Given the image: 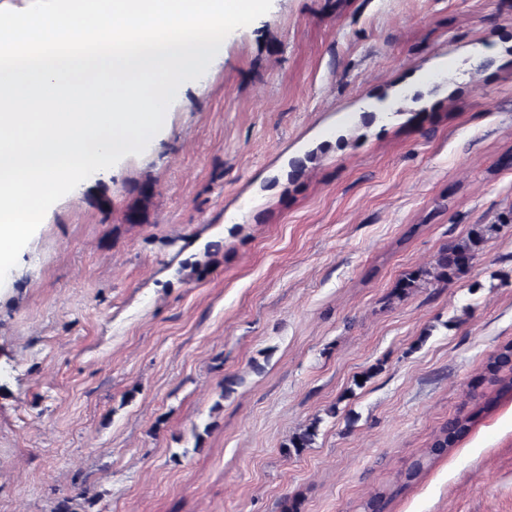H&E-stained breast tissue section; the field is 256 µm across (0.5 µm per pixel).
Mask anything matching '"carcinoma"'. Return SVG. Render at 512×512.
I'll use <instances>...</instances> for the list:
<instances>
[{"label": "carcinoma", "mask_w": 512, "mask_h": 512, "mask_svg": "<svg viewBox=\"0 0 512 512\" xmlns=\"http://www.w3.org/2000/svg\"><path fill=\"white\" fill-rule=\"evenodd\" d=\"M154 195V185L151 182H145L138 187V199L136 204L130 207L126 214V221L130 224H139L143 221L146 203ZM496 229L494 224H476L469 233L452 242L449 246L442 249L435 257L433 263L428 267L418 268L405 274L396 284L390 297L401 300L409 295L414 289L422 284H440L463 272L479 255L482 246L486 241L487 235ZM512 356V344H506L504 347L490 359L487 363V371L494 377L497 385L496 395L486 400L478 412L457 416L443 425L437 433L434 434L429 447L414 461L410 468L403 474V477L391 495L395 496L415 481L428 464L446 453L460 441L472 426L476 423V418L482 412H488L493 409L498 401L512 393V373L507 368L508 359ZM318 431V422L314 421L305 428L293 433L285 444L288 454H300L305 449L311 447L315 441Z\"/></svg>", "instance_id": "cac0c4a2"}]
</instances>
